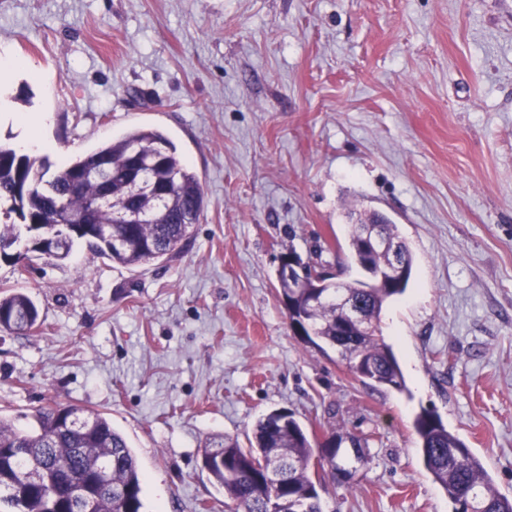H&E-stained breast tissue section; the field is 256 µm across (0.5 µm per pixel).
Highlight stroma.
<instances>
[{
  "mask_svg": "<svg viewBox=\"0 0 512 512\" xmlns=\"http://www.w3.org/2000/svg\"><path fill=\"white\" fill-rule=\"evenodd\" d=\"M0 143L40 120L51 171L144 127L198 175L180 255L133 267L75 244L0 290L40 328L0 332V417L108 414L148 512H224L206 440L256 419L368 440L324 512H453L413 421L434 411L512 497V0H0ZM379 211L413 256L380 327L407 392L364 385L289 326L281 258L335 262Z\"/></svg>",
  "mask_w": 512,
  "mask_h": 512,
  "instance_id": "35a3bbf8",
  "label": "stroma"
}]
</instances>
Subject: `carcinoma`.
Here are the masks:
<instances>
[{
    "label": "carcinoma",
    "instance_id": "cac0c4a2",
    "mask_svg": "<svg viewBox=\"0 0 512 512\" xmlns=\"http://www.w3.org/2000/svg\"><path fill=\"white\" fill-rule=\"evenodd\" d=\"M137 158L140 194H133L128 163ZM169 187L158 197L153 186ZM204 197L197 174L162 133L137 128L72 160L56 173L45 162L0 144V252L30 268L29 252L46 259L65 258L74 242L83 241L96 255L121 266H137L181 251L199 221ZM135 209L137 224L119 215ZM55 243L46 252L42 240ZM406 277L397 288H359L349 282L351 299L369 329L346 328L336 304L317 303L310 273L293 283L279 281L278 294L290 322L304 321L309 343L338 351L350 371L365 385L399 392L406 382L393 348L381 334L386 303L405 293L413 259L404 249ZM40 324L35 300L23 289L0 292V330L26 334ZM27 429L0 417V512H74L61 487L25 482L24 470L43 471L85 487L95 498L93 512H144L143 475L125 437L112 428L106 413L71 403L40 407ZM424 467L452 503L472 493L488 512H512V498L493 485L482 461L434 412L424 409L414 421ZM328 435L336 447L312 442L306 428L279 410L261 415L252 430L250 448L232 439L208 443L203 469L224 492L225 512H323L311 462L321 470L353 477L368 465L364 440L336 430ZM279 469L277 486L267 485L256 464L260 459Z\"/></svg>",
    "mask_w": 512,
    "mask_h": 512
}]
</instances>
